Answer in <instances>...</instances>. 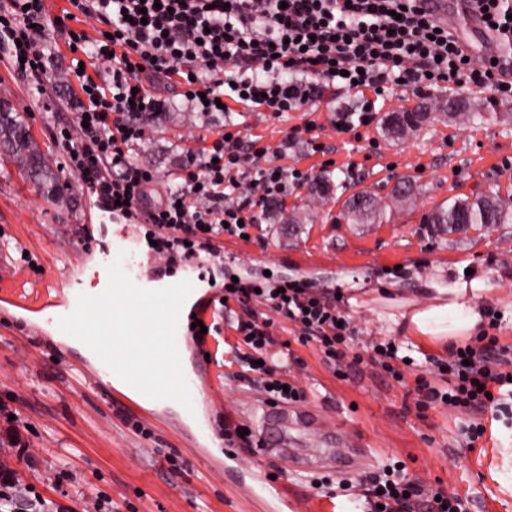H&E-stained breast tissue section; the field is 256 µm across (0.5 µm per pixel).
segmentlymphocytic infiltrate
Returning a JSON list of instances; mask_svg holds the SVG:
<instances>
[{
  "label": "lymphocytic infiltrate",
  "mask_w": 512,
  "mask_h": 512,
  "mask_svg": "<svg viewBox=\"0 0 512 512\" xmlns=\"http://www.w3.org/2000/svg\"><path fill=\"white\" fill-rule=\"evenodd\" d=\"M84 19L98 24L97 37L75 31L51 16L44 0H0V55L38 95H53L47 62L51 32L66 35L91 69L78 86L55 102L73 110L56 144L79 184L122 214H136L156 241L159 258L192 262L221 236L243 237L272 205L309 184L311 172L266 164L269 146L245 139L224 122L225 103L265 109L274 116L305 109L323 84L381 92L384 84L424 90L439 83H471L512 99V81L498 64L475 66L448 30L439 29L426 0H68ZM187 86L192 112L213 122L215 139L189 154L174 171L172 189L132 153L145 137L144 112H162L164 101L146 80ZM226 300L249 308L261 299L272 317L237 318L235 331L246 351L243 362L256 373L273 401H305V391L268 365L276 319L293 326L296 339L316 342L328 364L355 333L334 299L300 282L281 286L231 280ZM448 385L415 379L418 409L444 406L479 411L499 419L512 401V356L489 336L483 348H450L433 361ZM315 488L338 487L366 512H467L456 492L429 487L400 464L387 465L353 482L314 479Z\"/></svg>",
  "instance_id": "lymphocytic-infiltrate-1"
}]
</instances>
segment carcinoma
Wrapping results in <instances>:
<instances>
[{
	"label": "carcinoma",
	"instance_id": "cac0c4a2",
	"mask_svg": "<svg viewBox=\"0 0 512 512\" xmlns=\"http://www.w3.org/2000/svg\"><path fill=\"white\" fill-rule=\"evenodd\" d=\"M437 109L450 113L452 120L459 119L467 123L482 117L481 108L467 98H449L440 102ZM396 119L397 123L393 127L383 124V132L391 140L405 139L422 129V123L411 111L396 115ZM0 151L40 192L51 198L60 197L63 185L59 172L33 140L23 117L3 102H0ZM414 201L412 185L402 181L387 199L363 190L348 197L343 208L349 220L364 224L383 218L392 207H409ZM464 222L473 227L508 224L512 222V199L497 195L456 198L436 207L429 217V223L450 235L462 233Z\"/></svg>",
	"mask_w": 512,
	"mask_h": 512
}]
</instances>
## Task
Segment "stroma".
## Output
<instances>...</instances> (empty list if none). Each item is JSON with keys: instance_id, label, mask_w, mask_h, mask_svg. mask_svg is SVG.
<instances>
[{"instance_id": "obj_1", "label": "stroma", "mask_w": 512, "mask_h": 512, "mask_svg": "<svg viewBox=\"0 0 512 512\" xmlns=\"http://www.w3.org/2000/svg\"><path fill=\"white\" fill-rule=\"evenodd\" d=\"M454 95L490 110L500 105L491 90L469 85L444 83L422 95L396 87L375 97L369 125L339 133L334 122L359 112L362 97L326 85L312 112L278 118L259 110L231 112L244 136L272 146L295 127L315 122L325 151L312 153L305 138H294L279 163L311 171L316 182L294 190L250 240L225 237L213 280L219 287L230 275L245 282L301 280L314 292L341 296L358 329L345 348L344 376H336L316 345H300L291 333L274 331L273 361L291 369L307 393L305 407L357 435L374 449L376 462L399 461L428 484L470 495L487 512H512V430L496 422L481 441L469 443L465 427L471 414L443 407L418 411L408 387L372 365L364 347L374 336L402 337L413 373H425L426 357L439 355V348L401 336L375 297L384 289L391 298L425 304L434 288L475 281L485 289L484 305L500 315V344L512 347V223L458 236L435 232L424 222L437 205L455 197L512 195V123L460 124L437 116L404 140H388L381 132L385 114ZM164 97L166 112L144 118L145 138L133 157L165 179L187 151L211 145L213 137L207 123L187 110L181 88H166ZM0 101L23 116L66 184L60 199L48 201L0 158V283L36 295L51 285L62 287L59 269L74 247L94 251L109 242L117 253L122 247L112 242L111 223L82 227L84 211L101 214L105 208L63 171L53 126L68 122L70 113L47 114L45 100L4 60ZM322 176L331 178V189H321ZM406 178L418 190L412 210L392 211L373 224L343 220L342 204L350 195L368 190L384 197ZM294 213L303 223H288ZM24 251L32 263L21 261ZM222 337L227 346L207 379L214 406L206 427L214 433L223 423L248 425L243 409L262 393L239 377L236 333L227 328ZM56 352L53 337L33 335L26 322L0 314V461L14 471L20 488L45 499L51 512H83L85 501L100 494L110 495L119 512H267L253 492L272 476L299 498L300 512H359L347 497L318 493L309 474L289 470L277 457L256 456L249 443L226 456L223 473L213 472L177 441L178 409L140 419L122 405H105V387L93 378L89 361L81 356L66 367L56 362ZM136 422L150 438L134 433Z\"/></svg>"}]
</instances>
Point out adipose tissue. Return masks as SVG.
I'll use <instances>...</instances> for the list:
<instances>
[{
    "mask_svg": "<svg viewBox=\"0 0 512 512\" xmlns=\"http://www.w3.org/2000/svg\"><path fill=\"white\" fill-rule=\"evenodd\" d=\"M481 292L478 283L469 289L451 286L435 289L432 301L425 305L387 300L383 306L404 335L443 348L475 336L484 325L486 311Z\"/></svg>",
    "mask_w": 512,
    "mask_h": 512,
    "instance_id": "adipose-tissue-1",
    "label": "adipose tissue"
}]
</instances>
